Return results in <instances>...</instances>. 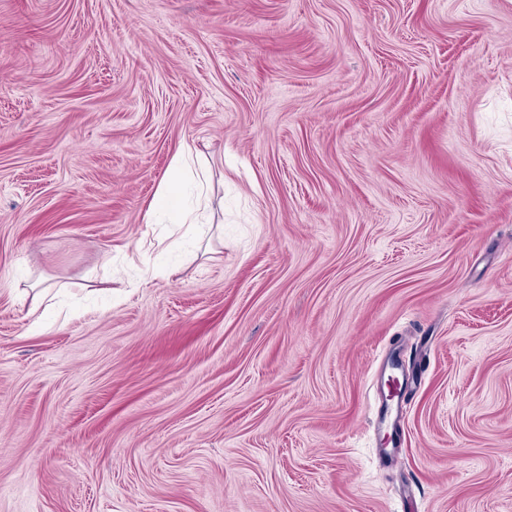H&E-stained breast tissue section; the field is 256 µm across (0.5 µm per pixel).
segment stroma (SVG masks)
<instances>
[{
  "label": "stroma",
  "instance_id": "1",
  "mask_svg": "<svg viewBox=\"0 0 512 512\" xmlns=\"http://www.w3.org/2000/svg\"><path fill=\"white\" fill-rule=\"evenodd\" d=\"M0 512H512V0H0ZM171 168L182 172L191 183L195 192V205L188 207L184 204L181 183L164 179L159 183L145 214V223L152 224L157 215L166 214L170 216L172 224H187L186 232L205 236L213 227L212 224L202 222L210 195L208 162L195 154L189 145H184L172 157Z\"/></svg>",
  "mask_w": 512,
  "mask_h": 512
}]
</instances>
